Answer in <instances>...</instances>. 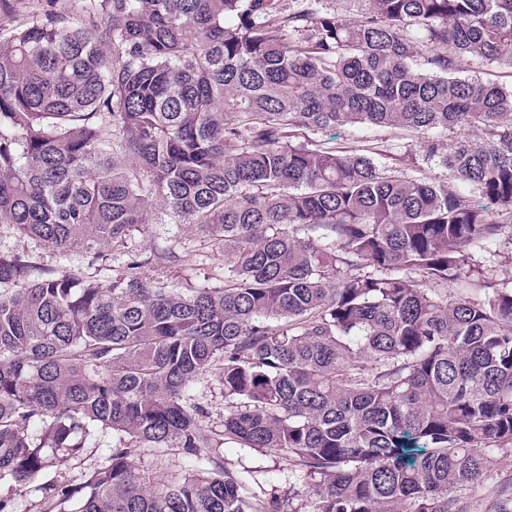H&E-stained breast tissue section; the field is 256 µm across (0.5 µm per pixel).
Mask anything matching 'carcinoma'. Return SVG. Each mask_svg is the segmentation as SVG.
Instances as JSON below:
<instances>
[{
	"mask_svg": "<svg viewBox=\"0 0 512 512\" xmlns=\"http://www.w3.org/2000/svg\"><path fill=\"white\" fill-rule=\"evenodd\" d=\"M0 0V224L92 260L160 203L219 287L0 253V482L36 512H462L512 451V0ZM409 131L449 179L295 143ZM475 285L482 298L448 294ZM224 387L209 426L198 385ZM118 437L83 484L43 480ZM141 448L181 472L147 480ZM224 448L310 478L259 499Z\"/></svg>",
	"mask_w": 512,
	"mask_h": 512,
	"instance_id": "1",
	"label": "carcinoma"
}]
</instances>
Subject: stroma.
<instances>
[{
	"label": "stroma",
	"instance_id": "stroma-1",
	"mask_svg": "<svg viewBox=\"0 0 512 512\" xmlns=\"http://www.w3.org/2000/svg\"><path fill=\"white\" fill-rule=\"evenodd\" d=\"M320 139L333 141L343 150L363 146L374 148L380 163L388 167L402 166L404 158H411L410 173L414 176L442 179L448 176L446 169L424 160L413 137L397 129L360 125L341 127L335 134H321ZM132 241L145 249L157 244L166 246L174 254L169 262L146 266L144 275L147 279L165 276L170 282L182 286H215L224 280L223 253L212 248L186 225L167 223L159 238L137 234ZM101 252L103 258L96 262L78 250L64 254L37 240L19 236L11 225L0 224V253L24 254L39 265L59 270L77 268L86 279L104 283L121 270L125 251L105 245ZM224 461L230 469L254 471V480L245 487L246 494L252 497L266 498L273 491H283L291 486L301 490L307 483L302 471L288 465L273 450L228 448L224 451ZM454 496L465 506L466 512H512V452L489 453L480 479L457 489Z\"/></svg>",
	"mask_w": 512,
	"mask_h": 512
}]
</instances>
